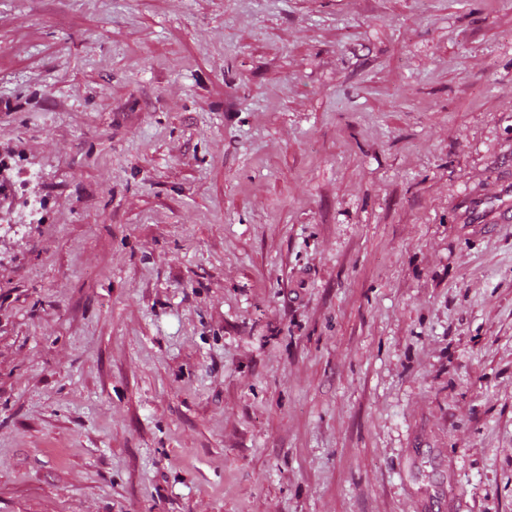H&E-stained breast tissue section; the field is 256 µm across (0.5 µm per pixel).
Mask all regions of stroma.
Returning <instances> with one entry per match:
<instances>
[{
    "mask_svg": "<svg viewBox=\"0 0 512 512\" xmlns=\"http://www.w3.org/2000/svg\"><path fill=\"white\" fill-rule=\"evenodd\" d=\"M0 153V512H512V0H0Z\"/></svg>",
    "mask_w": 512,
    "mask_h": 512,
    "instance_id": "obj_1",
    "label": "stroma"
}]
</instances>
